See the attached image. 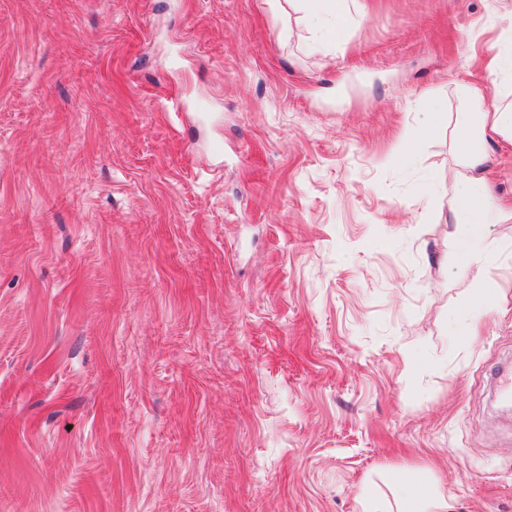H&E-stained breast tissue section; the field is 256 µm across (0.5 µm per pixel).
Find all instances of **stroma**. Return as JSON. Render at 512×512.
Instances as JSON below:
<instances>
[{
    "mask_svg": "<svg viewBox=\"0 0 512 512\" xmlns=\"http://www.w3.org/2000/svg\"><path fill=\"white\" fill-rule=\"evenodd\" d=\"M344 9L0 0V512H512V138L448 234L512 0ZM304 2V16L309 21H321L332 29H337L343 22L341 0H291ZM311 19V20H310ZM506 73L505 75H503ZM503 77L501 78V76ZM500 104L490 116L482 111V102L471 99V108L480 115L477 121H465L456 134V141L463 153V161L454 173L456 187L455 204L448 216L450 234L458 238L456 273L467 274L480 260L474 245L487 240L493 224L485 221L490 200L482 178L476 173L479 164L478 150L485 142L488 129L512 137V68L500 74L496 80ZM489 126V127H488ZM398 487L397 512H446L447 501L436 494L431 483L425 479L405 480L400 471H390Z\"/></svg>",
    "mask_w": 512,
    "mask_h": 512,
    "instance_id": "obj_1",
    "label": "stroma"
}]
</instances>
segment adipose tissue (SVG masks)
I'll list each match as a JSON object with an SVG mask.
<instances>
[{"label": "adipose tissue", "mask_w": 512, "mask_h": 512, "mask_svg": "<svg viewBox=\"0 0 512 512\" xmlns=\"http://www.w3.org/2000/svg\"><path fill=\"white\" fill-rule=\"evenodd\" d=\"M500 104L493 113L482 110L480 99H472L471 108L477 113L474 121H466L456 134L463 153V161L454 173L455 204L450 210L448 223L452 236L458 239L456 273L465 274L476 266L479 255L474 245L487 240L492 226L485 220L490 200L484 183L476 173L478 150L488 132L512 136V69L497 82ZM391 478L398 488L397 512H446L447 501L437 495L433 485L424 479L405 480L400 472Z\"/></svg>", "instance_id": "1"}]
</instances>
